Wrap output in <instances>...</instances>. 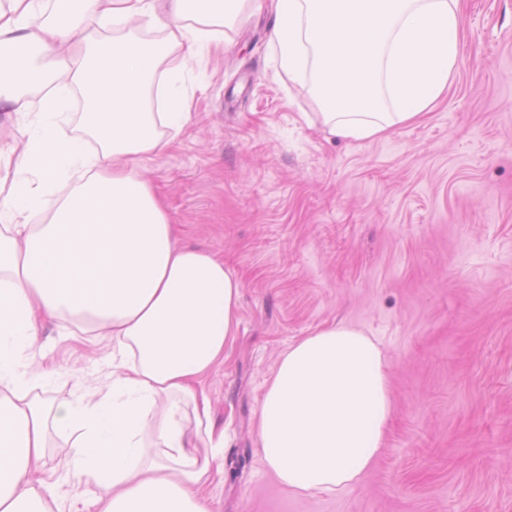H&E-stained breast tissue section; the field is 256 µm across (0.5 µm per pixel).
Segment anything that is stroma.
Segmentation results:
<instances>
[{
    "label": "stroma",
    "instance_id": "stroma-1",
    "mask_svg": "<svg viewBox=\"0 0 512 512\" xmlns=\"http://www.w3.org/2000/svg\"><path fill=\"white\" fill-rule=\"evenodd\" d=\"M273 17L172 56L191 117L145 158L182 246L243 288L224 360L201 381L224 448L215 512H512V0H462L457 74L425 121L328 136L269 41ZM333 323L380 348L394 409L373 467L342 493L291 494L261 463L257 414L288 348ZM40 397L104 382L101 352L42 336Z\"/></svg>",
    "mask_w": 512,
    "mask_h": 512
}]
</instances>
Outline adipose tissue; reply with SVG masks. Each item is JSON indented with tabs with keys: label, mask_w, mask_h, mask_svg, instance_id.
<instances>
[{
	"label": "adipose tissue",
	"mask_w": 512,
	"mask_h": 512,
	"mask_svg": "<svg viewBox=\"0 0 512 512\" xmlns=\"http://www.w3.org/2000/svg\"><path fill=\"white\" fill-rule=\"evenodd\" d=\"M0 0V110L32 118L0 147V512H53L63 487L93 512H212L202 489L224 446L201 380L236 334L243 283L223 258L178 246L141 172L190 119L170 89L146 96L172 54L191 61L219 27L270 6L280 70L311 83L331 135L383 137L425 118L453 79L460 0ZM113 36L79 31L93 19ZM147 18L157 39L129 30ZM83 100L82 135L56 132L60 98ZM72 179L51 212L30 173ZM42 223H31L35 214ZM108 342L105 382L54 404L28 391L44 322ZM393 398L379 347L332 324L283 355L258 412L259 453L291 493L347 490L384 445ZM71 444L43 474L51 433Z\"/></svg>",
	"instance_id": "1"
}]
</instances>
